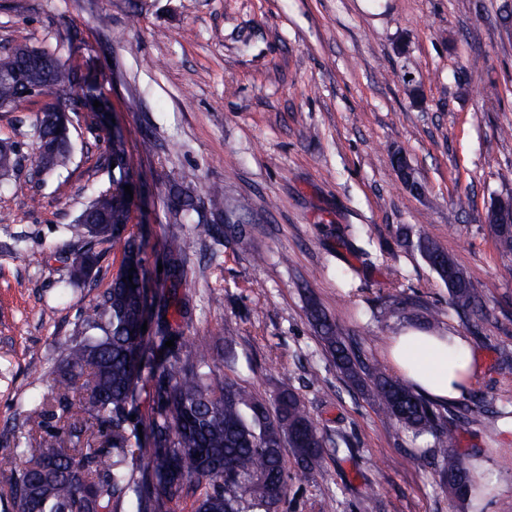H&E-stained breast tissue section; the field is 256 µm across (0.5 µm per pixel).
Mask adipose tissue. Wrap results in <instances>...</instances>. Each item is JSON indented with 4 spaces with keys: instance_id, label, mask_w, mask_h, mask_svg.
Returning <instances> with one entry per match:
<instances>
[{
    "instance_id": "adipose-tissue-1",
    "label": "adipose tissue",
    "mask_w": 512,
    "mask_h": 512,
    "mask_svg": "<svg viewBox=\"0 0 512 512\" xmlns=\"http://www.w3.org/2000/svg\"><path fill=\"white\" fill-rule=\"evenodd\" d=\"M390 366L416 392L445 404L464 395L476 372L463 337L405 329L389 341Z\"/></svg>"
}]
</instances>
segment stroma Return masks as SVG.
I'll list each match as a JSON object with an SVG mask.
<instances>
[{
	"label": "stroma",
	"instance_id": "1",
	"mask_svg": "<svg viewBox=\"0 0 512 512\" xmlns=\"http://www.w3.org/2000/svg\"><path fill=\"white\" fill-rule=\"evenodd\" d=\"M59 49L93 60L123 130L143 194L126 228L143 244L153 307L177 343L214 348L221 377L273 403L281 385L340 451L302 471L283 450L285 512H512V435L502 390L512 384V256L486 223L512 195V0H0V47ZM42 103L0 109V141L24 161L0 189V464L26 444L22 411L88 309L110 288L122 243L96 244L86 285L68 284L63 227L110 185L106 133L76 121L75 158L58 176L31 174V125ZM156 141L139 152L142 138ZM402 152L422 185L412 193L390 157ZM213 182L248 214L230 212L221 240L175 220L172 179ZM440 241L480 289L485 316L462 317L400 229ZM196 248L173 278L168 236ZM396 299L463 336L478 370L459 405L455 450L470 464L466 503L451 498L428 436H415L352 386L310 320L317 303L356 359L386 364L406 320Z\"/></svg>",
	"mask_w": 512,
	"mask_h": 512
}]
</instances>
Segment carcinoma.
<instances>
[{"mask_svg":"<svg viewBox=\"0 0 512 512\" xmlns=\"http://www.w3.org/2000/svg\"><path fill=\"white\" fill-rule=\"evenodd\" d=\"M38 97L44 107L32 125L31 160L45 176L67 170L74 159L72 117L87 116L101 127L112 111L91 61L75 64L49 50L16 44L0 51V108ZM101 106L93 107L94 101ZM111 148L101 165L112 169V185L95 195L65 232L80 244L69 258V283L88 279L98 264L94 243L119 240L131 221L134 185L129 155L121 131L110 136ZM20 165L16 146L0 142V183L15 176ZM131 186L133 196L125 194ZM174 216L201 223L199 205L206 206L204 231L224 223V211L245 210L248 203L230 202L224 186L207 187L204 200L184 183L168 184ZM400 243L415 251L448 286V308L459 315L482 311L481 295L469 273L437 240L412 238L400 232ZM195 245L188 235L165 240L164 248L180 267ZM142 244L125 239L123 264L111 288L92 305L77 325L75 336L58 361V387L23 410L25 423L41 428L49 417L67 423L72 453L62 439L48 433L34 439L19 464L0 466V491L17 505V512H117L127 502L130 512H163L166 503L196 494L195 512H280L288 487L282 448H292L298 464L315 468L328 445L339 450L308 417L298 396L283 387L276 409L269 412L247 388L216 377L207 344L192 351L167 349L163 380L155 390L157 412L148 423L145 442L131 440L125 423L137 402L142 366L172 333L161 327L155 340L138 331L147 298ZM132 281H127L128 275ZM309 315L336 367L352 383L369 386L377 404L401 427L416 435L429 434L442 449L441 480L459 502L471 491V470L452 451L455 435L442 414L405 382L379 365L363 367L352 356L338 325L315 303ZM81 418L69 422L73 408ZM106 427V440H93L95 427Z\"/></svg>","mask_w":512,"mask_h":512,"instance_id":"carcinoma-1","label":"carcinoma"}]
</instances>
